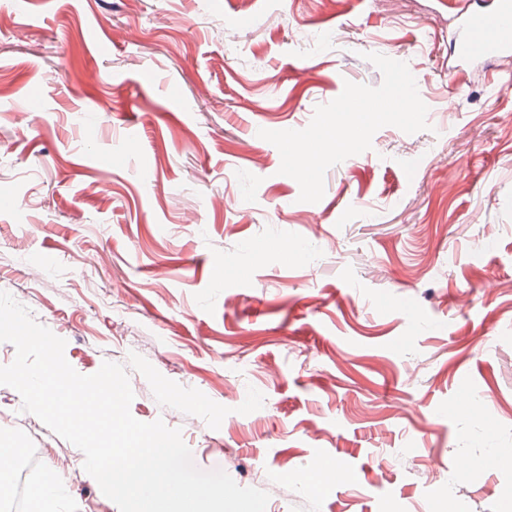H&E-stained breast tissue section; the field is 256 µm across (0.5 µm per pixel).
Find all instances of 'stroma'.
<instances>
[{
    "mask_svg": "<svg viewBox=\"0 0 512 512\" xmlns=\"http://www.w3.org/2000/svg\"><path fill=\"white\" fill-rule=\"evenodd\" d=\"M458 24L446 0H0V290L266 512H507L512 58L449 79ZM371 53L417 72L430 127L379 129L300 201L258 132L380 85ZM21 406L0 385V448L58 469L55 512H119ZM315 465L326 488L292 481Z\"/></svg>",
    "mask_w": 512,
    "mask_h": 512,
    "instance_id": "1",
    "label": "stroma"
}]
</instances>
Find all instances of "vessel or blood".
Masks as SVG:
<instances>
[{
  "label": "vessel or blood",
  "instance_id": "1",
  "mask_svg": "<svg viewBox=\"0 0 512 512\" xmlns=\"http://www.w3.org/2000/svg\"><path fill=\"white\" fill-rule=\"evenodd\" d=\"M453 52L461 65L489 64L512 56V0H494L488 10L467 13Z\"/></svg>",
  "mask_w": 512,
  "mask_h": 512
}]
</instances>
